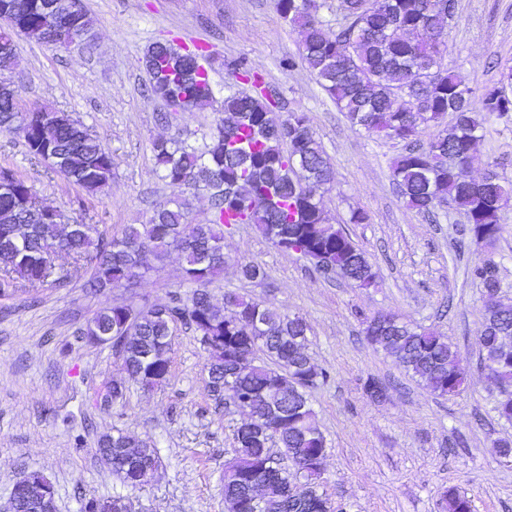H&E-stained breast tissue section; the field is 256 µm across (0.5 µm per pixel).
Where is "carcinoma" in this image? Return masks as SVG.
<instances>
[{"mask_svg": "<svg viewBox=\"0 0 512 512\" xmlns=\"http://www.w3.org/2000/svg\"><path fill=\"white\" fill-rule=\"evenodd\" d=\"M26 0L13 11L0 0L5 38L22 32L48 33L43 4ZM456 0H341L332 21L328 0H276L288 25L299 32L302 62L316 75L351 127L404 143L392 162V183L411 208L432 216L443 206L462 212L470 238L495 244L502 232L503 195L512 184L490 172L471 180L467 171L490 117L512 116V65L480 96L445 63L448 29ZM149 90L167 106L186 110L212 100L205 50L191 55L169 45L145 53ZM17 57H0V133L22 128L30 159L48 165L87 194L95 196L112 180V154L79 121H56L53 113L21 111L19 90L10 81ZM280 108L263 91L224 94L219 127L200 149L174 139L153 141L156 172L166 183L211 201L205 224L189 219L187 203L171 199L156 207L147 224L130 225L111 235L97 224L63 229L55 209L43 204L33 186L9 171L0 172V295L17 284L63 285L71 270L61 260L84 262L93 292L127 286L139 277L148 256L171 250L183 257L182 282L193 285L187 298L175 294L163 306L106 305L82 328L87 343L113 336V351L129 379L154 388L168 381L172 337L186 326L209 353L207 389L215 402L248 399L249 411L234 431L232 456L223 473L226 512H329L318 458L326 438L310 393L327 371L308 351L309 326L299 315L280 312L253 297L224 294L217 307L209 288L224 270V234L247 224L273 245L287 244L297 256L322 253L330 263L327 278L339 277L358 288L370 286L377 271L367 253L342 227L327 222L322 197L334 172L302 112ZM454 115L448 126L443 120ZM436 132L418 139L419 127ZM241 276L261 283L266 276L254 263L240 265ZM485 292L477 330L483 363L501 358V344L512 340V306L499 300L503 289L491 258L470 269ZM383 315L366 318L367 341L394 357L400 367L442 398L457 396L467 381L456 345L443 333ZM503 398L496 416L512 422V362L494 370ZM95 453L126 486L138 488L141 467L160 466L152 441L118 430L103 433ZM46 476L31 472L13 486L16 512H43L55 489ZM261 499L251 502L255 488ZM123 512L126 499L90 498L83 512ZM446 512H472L471 500L452 490L444 495Z\"/></svg>", "mask_w": 512, "mask_h": 512, "instance_id": "cac0c4a2", "label": "carcinoma"}]
</instances>
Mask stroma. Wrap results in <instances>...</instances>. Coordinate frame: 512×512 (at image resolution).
Wrapping results in <instances>:
<instances>
[{"label":"stroma","instance_id":"stroma-1","mask_svg":"<svg viewBox=\"0 0 512 512\" xmlns=\"http://www.w3.org/2000/svg\"><path fill=\"white\" fill-rule=\"evenodd\" d=\"M448 31V65L474 92L495 83L512 64V0H456ZM93 19L89 40L62 47L26 35L15 38L20 108L69 112L96 134L113 159L106 191L88 196L45 165L31 162L19 131L0 134V170L25 177L64 223L97 224L119 234L143 224L153 207L180 191L155 172L152 142L177 138L200 145L215 132L227 89L252 92L236 71L244 63L276 90L284 108L306 114L333 167L323 195L325 215L346 225L375 263L379 278L358 289L324 278L309 263L281 251L241 225L224 238L228 262L210 289L215 303L228 292L264 300L303 316L308 348L329 378L312 392L327 440L323 479L348 512H444L453 489L471 499L473 512H512V457L496 443L512 440V423L492 408L498 390L484 378L477 328L485 298L470 269L491 257L512 305V205L494 249L463 240V214L443 208L430 222L406 206L392 187L390 161L399 141L352 130L335 103L300 61V36L280 17L275 0H83ZM157 42L205 49L214 100L205 108L168 113L148 97L142 58ZM496 171L512 181V120L496 119L468 172ZM367 220L350 223L352 211ZM254 262L262 284L241 278ZM181 256L149 260L127 288L92 294L81 280L0 298V512L14 484L33 471L56 487L57 512H80L96 497L123 496L133 512H225L221 476L234 445L233 425L215 412L206 388L207 353L192 332L172 340V376L142 389L127 382L123 403L101 407L99 395L121 376L111 347L92 346L80 330L104 303L164 304L181 282ZM395 313L433 327L458 347L468 369L456 397L433 395L396 360L364 338L366 317ZM386 384L385 399L364 385ZM119 428L152 437L162 464L139 489L123 486L96 458L100 434Z\"/></svg>","mask_w":512,"mask_h":512}]
</instances>
